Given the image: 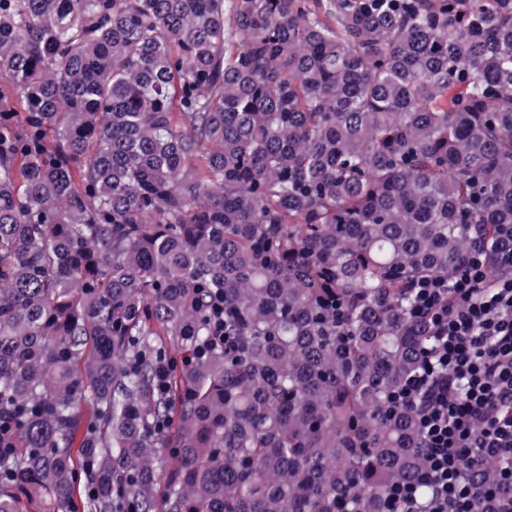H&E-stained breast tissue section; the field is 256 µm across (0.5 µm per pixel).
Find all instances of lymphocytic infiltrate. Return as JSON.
<instances>
[{"mask_svg":"<svg viewBox=\"0 0 512 512\" xmlns=\"http://www.w3.org/2000/svg\"><path fill=\"white\" fill-rule=\"evenodd\" d=\"M415 312L431 346L395 403L416 411L425 462L417 481L393 486L385 512H512V275L472 256L453 280L418 283ZM497 480L478 477L488 462Z\"/></svg>","mask_w":512,"mask_h":512,"instance_id":"obj_1","label":"lymphocytic infiltrate"}]
</instances>
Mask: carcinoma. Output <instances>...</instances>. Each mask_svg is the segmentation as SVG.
Returning <instances> with one entry per match:
<instances>
[{
    "label": "carcinoma",
    "instance_id": "obj_1",
    "mask_svg": "<svg viewBox=\"0 0 512 512\" xmlns=\"http://www.w3.org/2000/svg\"><path fill=\"white\" fill-rule=\"evenodd\" d=\"M511 243L512 0H0V512H383Z\"/></svg>",
    "mask_w": 512,
    "mask_h": 512
}]
</instances>
